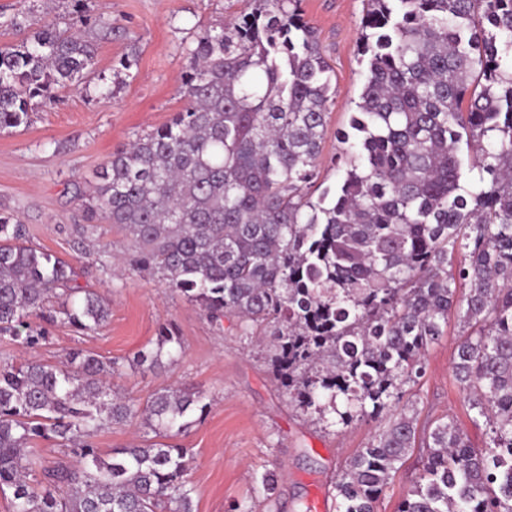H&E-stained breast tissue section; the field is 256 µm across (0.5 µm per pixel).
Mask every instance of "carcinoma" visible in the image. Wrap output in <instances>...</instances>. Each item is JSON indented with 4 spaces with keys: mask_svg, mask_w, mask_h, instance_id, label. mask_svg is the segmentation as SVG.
Returning a JSON list of instances; mask_svg holds the SVG:
<instances>
[{
    "mask_svg": "<svg viewBox=\"0 0 512 512\" xmlns=\"http://www.w3.org/2000/svg\"><path fill=\"white\" fill-rule=\"evenodd\" d=\"M300 2L246 0L237 21L202 30L181 73L188 105L113 152L74 200L124 232L133 268L212 323L232 317L240 335L270 339L271 372L300 408L343 426L391 413L339 474L336 512H376L415 448L406 387L456 310L467 335L455 376L489 441L475 448L440 422L397 512H512V0H368L350 158L315 202L332 70ZM5 24L23 38L0 46L1 131L97 64L91 41L53 22ZM464 137L479 171L470 190ZM27 234L0 215V336L33 348L57 323L100 330L110 292L81 286L73 263ZM459 250L469 260L455 266ZM181 353L163 323L129 366ZM120 368L83 349L57 364L0 362L11 512H195L192 456L172 439L206 413L205 393L165 386L138 403L112 382ZM132 421L143 439L102 456L98 433ZM44 441L63 457L46 462Z\"/></svg>",
    "mask_w": 512,
    "mask_h": 512,
    "instance_id": "carcinoma-1",
    "label": "carcinoma"
}]
</instances>
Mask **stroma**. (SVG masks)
<instances>
[{"label":"stroma","mask_w":512,"mask_h":512,"mask_svg":"<svg viewBox=\"0 0 512 512\" xmlns=\"http://www.w3.org/2000/svg\"><path fill=\"white\" fill-rule=\"evenodd\" d=\"M304 16L319 32L332 67L336 96L322 141L321 186L337 187L347 150L341 141L366 81L360 51L365 0H301ZM239 0H0V15L33 13L91 40L94 74L79 87L58 91L28 127L0 132V214L18 217L29 245L68 261H84V285L111 289L112 313L97 332L80 335L64 325L46 343L23 349L0 336V360L57 363L73 348L123 362L116 382L129 397L146 400L165 385L206 394L208 409L176 442L193 458L190 479L196 512H229L244 503L253 512H296L300 502L321 500L336 512L339 471L387 425V417L348 427L330 425L299 408L270 373L271 349L240 336L234 320L215 326L171 289L160 275L124 269V234L89 220L72 200L73 184L90 187L112 153L136 136L169 122L186 103L181 72L184 50L205 27L239 11ZM106 85L109 97L98 94ZM176 328L183 355L162 368H130L126 362L153 346L159 324ZM461 328L456 315L426 352L425 374L405 398L415 409L419 437L438 419L453 418L472 446L484 447L486 427L474 424L469 396L453 372ZM423 452L414 449L394 474L377 512H396L422 473ZM275 472L277 500L256 489L257 472Z\"/></svg>","instance_id":"1"}]
</instances>
